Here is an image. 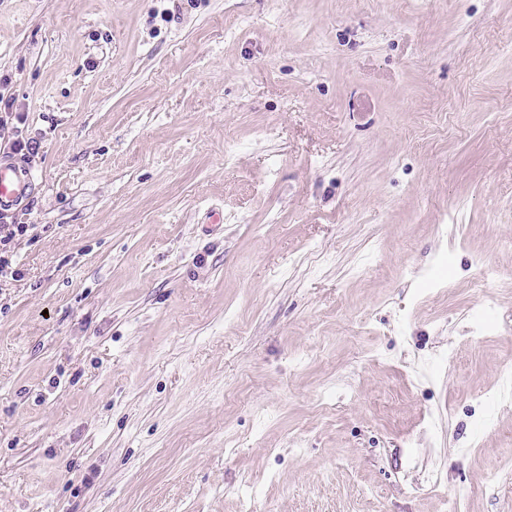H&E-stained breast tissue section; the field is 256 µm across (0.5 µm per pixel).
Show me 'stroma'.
Segmentation results:
<instances>
[{
    "mask_svg": "<svg viewBox=\"0 0 512 512\" xmlns=\"http://www.w3.org/2000/svg\"><path fill=\"white\" fill-rule=\"evenodd\" d=\"M0 75V512H512V0H0ZM3 109L6 114V119H2L0 117V141L2 145V141L7 143L11 149V153L20 156L23 160H29V157L38 153V143L33 139L24 140L23 137L19 136L20 131L18 126H14L12 120H16V124H25V115L22 112H15L13 117V112H7L13 109V101L10 98H4V96H0V109ZM11 118V122L8 120ZM2 119V120H1ZM33 179L21 161H3L0 156V213L26 202L32 193ZM8 215H0V274L11 269L14 258V241L25 236L30 230L26 224H12L8 222ZM11 223V224H8Z\"/></svg>",
    "mask_w": 512,
    "mask_h": 512,
    "instance_id": "stroma-1",
    "label": "stroma"
}]
</instances>
